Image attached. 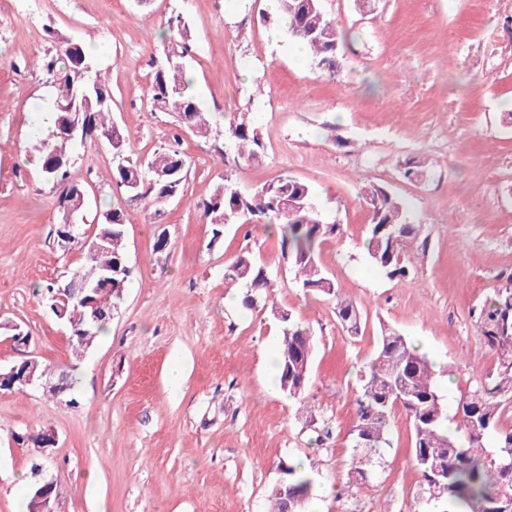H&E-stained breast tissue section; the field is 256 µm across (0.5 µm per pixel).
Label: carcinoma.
<instances>
[{
	"mask_svg": "<svg viewBox=\"0 0 512 512\" xmlns=\"http://www.w3.org/2000/svg\"><path fill=\"white\" fill-rule=\"evenodd\" d=\"M280 11L288 17L289 34L306 48L321 70L334 72L343 36L326 19L323 0H279ZM180 17L171 19L165 31L172 42L168 56L172 63L153 73L151 94L156 109L173 114L181 125L202 135L211 131L205 112L185 79L182 58L187 49L173 43L181 34ZM90 68V80L75 82L77 72ZM50 75L53 135L32 145L41 180L61 189L58 209L75 199L80 184L70 181L73 142L60 136L71 114L58 103L76 99L87 114L88 140L112 137L110 147L119 164L112 169V181L130 197H151L159 204L179 198L190 169L187 156L172 146L161 147L143 164L125 156L129 135L110 119L112 92L101 75L98 60L81 44L66 43L63 50L41 60ZM224 142L236 149V158L258 162L266 155V144L248 112H232L224 117ZM371 207L367 250L371 262L389 278H405V248L419 242L422 225L410 220V209L400 198L380 186L365 190ZM206 223L212 226V239L224 235L226 224H251L264 219L279 225L281 248L288 266L301 288L336 301V317L350 336L362 330V313L355 301L340 295L335 280L322 268L318 253L322 242L339 237L342 225L329 221L320 210L314 190L308 183L283 176L251 191L241 190L225 178L206 199L197 203ZM112 231L105 248L86 247V264L72 271L68 279L96 283L108 269L127 263L125 215L114 208L102 216L99 230ZM224 283L241 290L247 307L267 298L272 287L268 269L248 251L238 254L224 267ZM123 296L108 291L93 294L101 318L91 335L100 336L112 321V308ZM271 313L282 325V340L276 366L281 389L291 397L300 396L309 381L315 343L310 329L288 310L273 306ZM473 317L485 345L500 360L501 369L493 385H478L462 396L448 413V405L435 383L426 355L409 343L396 329L383 326L374 362L361 377L356 400V419L350 430L351 471L354 476L372 478L385 462L390 447L391 414L402 408L413 427L412 458L427 482L429 493L446 498L448 512H499L498 500L512 497V425L501 421L498 396L512 390V282L496 289L494 296ZM443 467L446 486L438 489L431 482L432 468ZM288 490L274 483L269 491L272 512H306L314 482L305 470L287 467L284 475Z\"/></svg>",
	"mask_w": 512,
	"mask_h": 512,
	"instance_id": "carcinoma-1",
	"label": "carcinoma"
}]
</instances>
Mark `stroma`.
Returning a JSON list of instances; mask_svg holds the SVG:
<instances>
[{"mask_svg":"<svg viewBox=\"0 0 512 512\" xmlns=\"http://www.w3.org/2000/svg\"><path fill=\"white\" fill-rule=\"evenodd\" d=\"M323 7L344 36L333 75L289 38L268 0H0V322L32 337L19 346L0 329V366L34 357L70 368L79 401L0 392V512H23L32 489L33 454L13 432L43 428L58 436L47 464L53 512H268L283 463L313 478L309 512H445L413 464L402 409L390 418L386 461L364 485L350 483L349 431L381 325L428 354L448 405L498 374L471 311L512 279V0ZM176 15L187 31L183 63L211 117L207 138L152 104V62L164 58L160 33ZM66 39L99 58L129 159L176 143L191 160L183 197L157 211L113 183L107 144L77 149L71 179L89 197L81 230L94 233L103 212L121 208L133 269L107 331L79 360L35 288L68 276L83 255L56 246L58 192L26 154L47 135L35 113L50 109L35 62ZM243 110L267 146L258 165L214 150L225 114ZM410 159L424 162L423 180L404 176ZM285 175L310 184L343 228L320 261L361 309L360 336L342 328L334 301L298 287L277 234L228 224L216 241L196 207L224 179L247 191ZM373 185L407 202L428 238L407 248V278L368 259L364 191ZM162 232L170 246L159 253ZM245 250L272 277L268 306L224 303V266ZM273 304L314 335L297 399L269 388Z\"/></svg>","mask_w":512,"mask_h":512,"instance_id":"1","label":"stroma"}]
</instances>
